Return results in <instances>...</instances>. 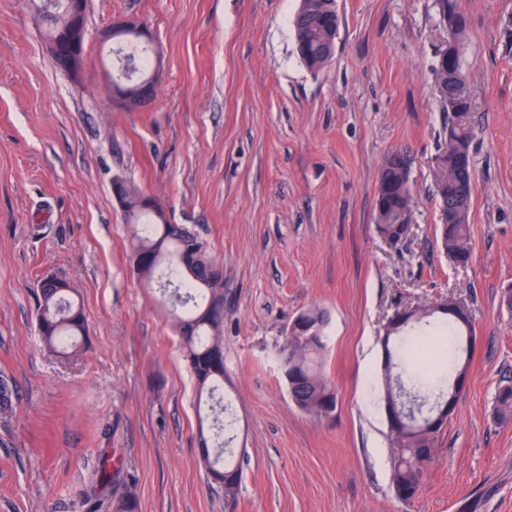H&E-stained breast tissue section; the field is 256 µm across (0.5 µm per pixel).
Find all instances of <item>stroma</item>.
Listing matches in <instances>:
<instances>
[{
  "instance_id": "obj_1",
  "label": "stroma",
  "mask_w": 512,
  "mask_h": 512,
  "mask_svg": "<svg viewBox=\"0 0 512 512\" xmlns=\"http://www.w3.org/2000/svg\"><path fill=\"white\" fill-rule=\"evenodd\" d=\"M474 132L467 267L443 254L432 189L448 115L431 69L448 32L438 0H336L333 57L295 52L298 0H88L89 63L54 65L22 0H0V512H88L100 457L113 498L139 512H512V423L493 420L512 376V0H462ZM142 22L161 50L153 104L126 110L102 76L100 33ZM407 154L414 230L375 231L382 166ZM120 177L192 227L224 270V384L244 449L236 497L200 463L195 384L178 336L133 270ZM76 288L88 345L59 358L36 331V277ZM466 302L477 340L468 383L418 496L390 489L383 326L397 307ZM329 314L318 418L291 401L275 345Z\"/></svg>"
}]
</instances>
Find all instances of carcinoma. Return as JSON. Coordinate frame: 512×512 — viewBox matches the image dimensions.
<instances>
[{
    "instance_id": "carcinoma-1",
    "label": "carcinoma",
    "mask_w": 512,
    "mask_h": 512,
    "mask_svg": "<svg viewBox=\"0 0 512 512\" xmlns=\"http://www.w3.org/2000/svg\"><path fill=\"white\" fill-rule=\"evenodd\" d=\"M442 21L448 28V42L455 55L448 60V68H433L434 88L444 111L448 112V145L440 159L441 174L436 182L434 196L439 211L452 214V223L438 225L440 245L448 259L457 263L463 252H470L472 194L474 170L471 162L472 129L463 117L471 112L473 104L467 84L468 22L460 0H440ZM45 38L55 40L66 18L53 13L41 22ZM295 47L301 61L310 69L318 70L331 59L339 28L336 0H300L293 21ZM140 80L125 82L120 71H103L112 87L137 91L145 82L157 77L155 56L150 45H142L134 52ZM375 206L376 232L382 234L395 224H409L412 220L413 195L410 187V167L407 158L399 164L386 162L381 170ZM124 220L130 235L132 257L140 258V279L147 286L156 275L167 276V284L174 288L176 300L169 309L173 318L184 358L195 380V410L201 462L207 477L224 489V496L235 497L242 481V470L231 449L224 443V272L205 250L199 234L183 224L169 223L166 213L155 199L133 187L124 197ZM74 292L67 280L53 275L37 276L36 321L44 346L62 357L88 335L82 306L69 299ZM443 317L439 328L448 331L452 343L454 378L466 377L471 364L467 349L468 337L475 335L473 321L460 323L435 309L414 312L400 324H393L382 337L386 395L394 407L410 410L402 419L399 432L391 433L393 441L391 484L397 498L405 503L414 500L421 488L425 466L432 459L442 435V429L432 426L437 411L448 403V391L425 395L406 389L400 378L392 376L394 352L401 333L408 326L421 329L407 346L408 354L419 368L429 366L430 347L434 335L425 332L428 318ZM303 325L312 330L324 328L329 322L327 311L312 307L299 314ZM295 349L287 363L291 365L293 380L287 384L302 398L300 410L322 416L324 405H336V389L322 372L327 341L295 334ZM12 410V389L8 379L0 377V415ZM493 417L501 423L512 422V380L499 381L493 405ZM116 472L110 459L103 457L94 469L95 488L112 486Z\"/></svg>"
}]
</instances>
